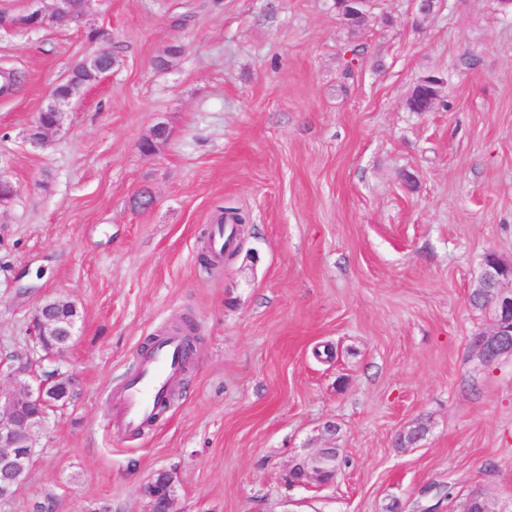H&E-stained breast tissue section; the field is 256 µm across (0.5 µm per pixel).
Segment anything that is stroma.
<instances>
[{
    "label": "stroma",
    "mask_w": 512,
    "mask_h": 512,
    "mask_svg": "<svg viewBox=\"0 0 512 512\" xmlns=\"http://www.w3.org/2000/svg\"><path fill=\"white\" fill-rule=\"evenodd\" d=\"M96 23L106 43L0 28V66L24 75L0 95L19 188L0 214V351L24 348L45 300L79 312L57 361L78 396L0 512H148L161 470L174 512H461L475 489L512 512V364L472 357L494 312L469 301L486 253L512 263V14L372 0L355 32L333 0H110ZM104 46L117 65L52 144L28 143ZM427 75L443 101L409 111ZM158 123L170 136L143 153ZM220 206L248 224L216 269L201 253ZM185 317L195 359L169 407L115 435L105 391ZM322 448L346 456L335 481L290 485Z\"/></svg>",
    "instance_id": "1"
}]
</instances>
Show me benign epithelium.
<instances>
[{"mask_svg": "<svg viewBox=\"0 0 512 512\" xmlns=\"http://www.w3.org/2000/svg\"><path fill=\"white\" fill-rule=\"evenodd\" d=\"M33 7L27 14L35 17L39 26L51 28L57 25L75 23L85 30L98 32V39L105 38L104 30L93 23V17L101 14L100 7L105 0H84L86 8L80 15L74 14L72 0H32ZM105 73L98 72L95 82L80 86L70 77L63 78L52 93L47 110L57 115V120L45 124L35 120L28 132V141L33 145H46L59 134L63 127L65 108L73 99L96 86ZM442 98V83L425 85L418 80L409 93L406 106L411 112H432ZM477 290L483 293L486 304L493 307L494 322L490 330L475 336L472 347L481 363L489 366L512 359V265L503 263L496 254L487 253L478 278ZM77 310L68 306V301L51 305L43 302L32 315V347L18 355L16 362L6 364L9 376L16 387L5 392L0 389V470L13 474L11 481L0 486V499L12 498L25 476L15 468L19 458L33 460L36 456L37 438L44 429L49 412L67 404L65 400L54 401L44 381L33 385L27 377L34 375L37 351L44 352V358L60 357L76 336ZM56 392L62 396L77 389L75 378L67 373H55ZM339 448H323L310 461L295 465L299 474L298 483L310 481L329 483L338 472L336 456Z\"/></svg>", "mask_w": 512, "mask_h": 512, "instance_id": "1", "label": "benign epithelium"}]
</instances>
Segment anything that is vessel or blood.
Wrapping results in <instances>:
<instances>
[{
    "label": "vessel or blood",
    "mask_w": 512,
    "mask_h": 512,
    "mask_svg": "<svg viewBox=\"0 0 512 512\" xmlns=\"http://www.w3.org/2000/svg\"><path fill=\"white\" fill-rule=\"evenodd\" d=\"M186 340L176 329L155 337L151 348L139 356L137 371L113 395L115 431L140 433L164 405L170 401L171 386L184 372Z\"/></svg>",
    "instance_id": "obj_1"
}]
</instances>
